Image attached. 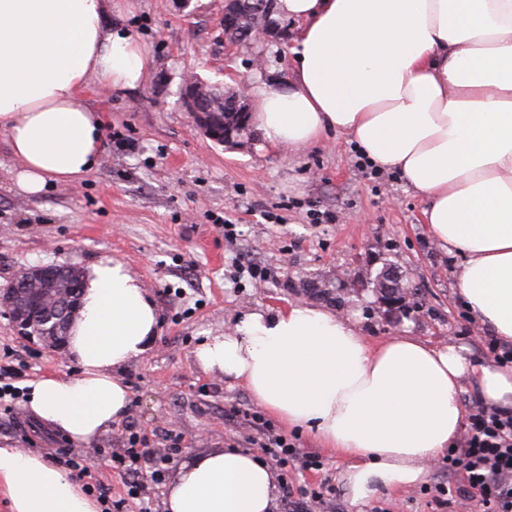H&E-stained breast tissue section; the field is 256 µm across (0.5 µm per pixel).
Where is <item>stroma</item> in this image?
Listing matches in <instances>:
<instances>
[{
    "mask_svg": "<svg viewBox=\"0 0 512 512\" xmlns=\"http://www.w3.org/2000/svg\"><path fill=\"white\" fill-rule=\"evenodd\" d=\"M224 0H112L110 27L132 34L146 49L148 66L135 88L112 89L91 77L80 101L104 118L99 166L83 180L59 184L38 196L17 191L7 133L0 128V288L33 265L86 269L109 257L138 277L159 315L147 352L121 372L130 409L95 443L57 440L23 402L0 407V441L43 454L56 465L57 447L90 459L113 494L123 492L112 456L127 444L128 423L149 437L152 453H165L169 435L179 449L162 479L146 481L152 512H165L167 488L180 466L209 451L243 447L250 433L241 416L258 403L242 384L204 371L195 350L256 310H278L305 301L327 306L359 323L378 343L415 336L430 345L463 347L471 362L491 364L488 335L457 296L459 256L432 239L423 215L427 201L397 172H373L350 137L338 133L299 152L231 149L206 138L179 101L184 76L225 87L240 78L286 82L293 73L290 45L254 41L224 49ZM263 66H254L256 56ZM274 211L279 223L263 214ZM328 221L314 223L313 212ZM237 224L236 240L224 238L225 222ZM259 267L262 278L240 274L238 260ZM393 267L417 289L404 314L391 316L375 291V278ZM9 347L27 379L68 376L72 360H59L40 345L14 336L0 315V349ZM304 452L320 453V473L289 471L294 485H324L327 504L317 512H480L474 504L436 500L446 482V458L426 464L422 481L379 490L353 502L346 479L349 461L324 448L311 433L271 419Z\"/></svg>",
    "mask_w": 512,
    "mask_h": 512,
    "instance_id": "1",
    "label": "stroma"
}]
</instances>
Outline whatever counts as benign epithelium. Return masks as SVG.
Returning a JSON list of instances; mask_svg holds the SVG:
<instances>
[{
	"mask_svg": "<svg viewBox=\"0 0 512 512\" xmlns=\"http://www.w3.org/2000/svg\"><path fill=\"white\" fill-rule=\"evenodd\" d=\"M251 11L259 14L249 32L253 39L288 40V24L276 18V0H262L258 4L229 0L224 7V33L231 32L243 15ZM245 85L246 82H241L226 108L224 97L216 96L215 86L191 76L181 85L180 101L206 138L218 144L239 146L256 136ZM80 288V280L61 278L57 265L22 267L14 274L11 284L0 289V313L9 318L15 335L29 340L36 338L63 358L70 325L81 308ZM377 291L380 302L391 311L398 306L394 298L413 295L408 283L389 272L380 275Z\"/></svg>",
	"mask_w": 512,
	"mask_h": 512,
	"instance_id": "benign-epithelium-1",
	"label": "benign epithelium"
}]
</instances>
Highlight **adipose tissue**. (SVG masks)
I'll list each match as a JSON object with an SVG mask.
<instances>
[{"instance_id":"adipose-tissue-1","label":"adipose tissue","mask_w":512,"mask_h":512,"mask_svg":"<svg viewBox=\"0 0 512 512\" xmlns=\"http://www.w3.org/2000/svg\"><path fill=\"white\" fill-rule=\"evenodd\" d=\"M111 2L0 0V127L24 194L98 166L101 116L79 100L91 77L124 89L144 76L143 47L105 25ZM277 9L299 27L288 83L247 86L264 142L301 149L343 132L371 164L396 171L427 199L435 242L462 255L457 289L473 320L512 343V0H278ZM157 325L124 263H93L70 329L79 371L27 381L30 414L90 444L126 414L118 371L147 351ZM195 357L349 459L357 502L417 484L425 463L456 447L463 380L512 410L511 371L413 336L371 343L355 321L307 302L248 313ZM0 491L10 512H101L63 469L8 445ZM278 493L271 465L222 448L182 464L164 506L274 512Z\"/></svg>"}]
</instances>
